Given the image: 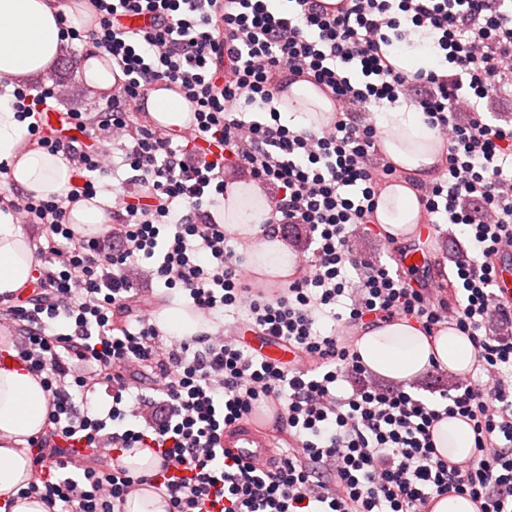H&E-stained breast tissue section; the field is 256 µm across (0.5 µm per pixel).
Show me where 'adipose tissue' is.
I'll return each mask as SVG.
<instances>
[{"label": "adipose tissue", "instance_id": "obj_1", "mask_svg": "<svg viewBox=\"0 0 512 512\" xmlns=\"http://www.w3.org/2000/svg\"><path fill=\"white\" fill-rule=\"evenodd\" d=\"M91 29L95 17L84 0H0V77L24 82L49 72L63 49V25ZM82 83L94 94L111 97L124 75L109 56L93 50L78 71ZM276 107L281 119L296 130H317L333 115L331 100L310 82L293 83ZM145 110L160 127L190 123L191 109L173 89L156 85ZM380 132L383 154L411 178L425 179L446 153L443 141L416 108L397 106L371 113ZM29 119L20 117L10 96H0V163L16 187L42 198L67 196L72 167L63 153L52 154L27 143ZM224 227L247 251L255 271L271 279L288 277L294 256L277 231L269 226L264 189L248 180L232 185L224 199ZM376 222L395 241L413 237L420 222V204L409 183L386 185L380 194ZM35 260L28 235L12 213L0 209V296L28 287L35 276ZM355 349L373 374L405 383L431 366L453 375L466 373L474 362L469 338L454 328L427 335L415 321L397 319L378 323L361 332ZM48 394L39 378L20 369H0V504L11 502V512H49L39 497L20 498L33 479L32 463L20 447L47 425ZM437 453L463 465L474 446L471 426L458 418L440 421L433 429Z\"/></svg>", "mask_w": 512, "mask_h": 512}]
</instances>
